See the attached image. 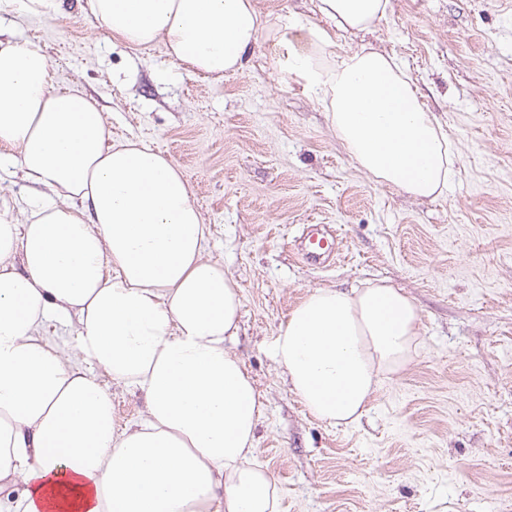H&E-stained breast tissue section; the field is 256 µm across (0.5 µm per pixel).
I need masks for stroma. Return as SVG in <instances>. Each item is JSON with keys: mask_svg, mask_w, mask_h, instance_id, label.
<instances>
[{"mask_svg": "<svg viewBox=\"0 0 512 512\" xmlns=\"http://www.w3.org/2000/svg\"><path fill=\"white\" fill-rule=\"evenodd\" d=\"M84 4L12 15L14 39L45 54L56 84L96 101L113 140L143 142L183 172L206 256L240 287L226 346L261 396L256 456L279 512H512V0H390L375 26L336 34V52L395 56L439 117L455 163L434 198L361 171L267 36L241 71L204 78L162 44L112 40ZM35 190L19 166L0 168V211L17 223ZM306 224L340 230L334 260L296 254ZM377 282L418 306L417 350L339 428L291 391L274 341L314 290ZM93 373L116 427L144 416L140 392Z\"/></svg>", "mask_w": 512, "mask_h": 512, "instance_id": "obj_1", "label": "stroma"}]
</instances>
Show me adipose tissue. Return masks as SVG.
<instances>
[{
	"mask_svg": "<svg viewBox=\"0 0 512 512\" xmlns=\"http://www.w3.org/2000/svg\"><path fill=\"white\" fill-rule=\"evenodd\" d=\"M388 4L319 0L324 28L255 0H86L113 39L163 42L195 74L241 70L267 33L357 165L429 198L453 175L437 117L395 57L332 49L331 29L369 28ZM13 158L40 190L24 223L0 213V512H278L254 457L263 405L225 346L239 289L205 257L182 172L148 146L112 143L96 102L54 86L39 49L0 40V160ZM52 320L77 323L81 361L144 395L142 420L115 427L111 391L44 338ZM419 322L384 283L318 289L281 325L275 356L313 417L346 426L409 361Z\"/></svg>",
	"mask_w": 512,
	"mask_h": 512,
	"instance_id": "obj_1",
	"label": "adipose tissue"
}]
</instances>
